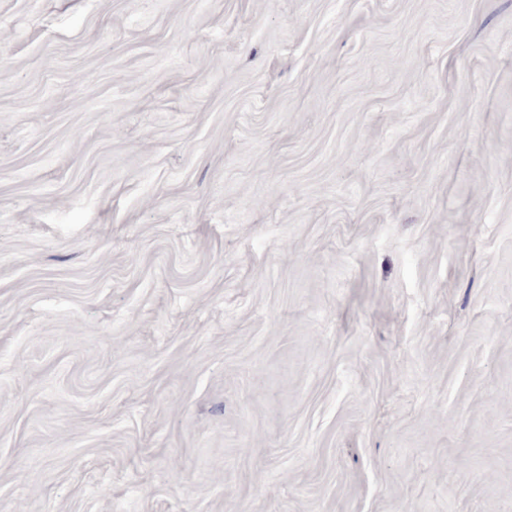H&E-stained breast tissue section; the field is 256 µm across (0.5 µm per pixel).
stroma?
Instances as JSON below:
<instances>
[{
	"mask_svg": "<svg viewBox=\"0 0 512 512\" xmlns=\"http://www.w3.org/2000/svg\"><path fill=\"white\" fill-rule=\"evenodd\" d=\"M0 512H512V0H0Z\"/></svg>",
	"mask_w": 512,
	"mask_h": 512,
	"instance_id": "stroma-1",
	"label": "stroma"
}]
</instances>
